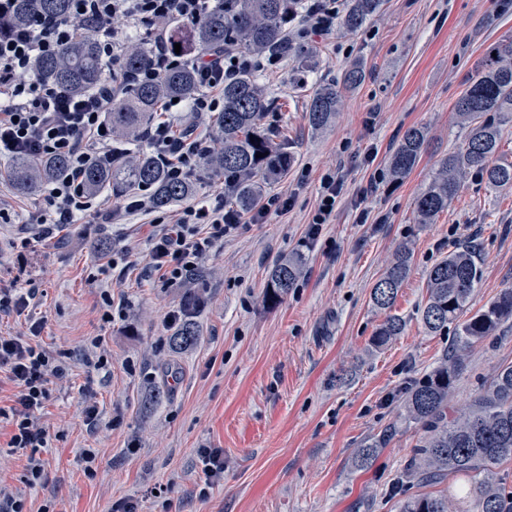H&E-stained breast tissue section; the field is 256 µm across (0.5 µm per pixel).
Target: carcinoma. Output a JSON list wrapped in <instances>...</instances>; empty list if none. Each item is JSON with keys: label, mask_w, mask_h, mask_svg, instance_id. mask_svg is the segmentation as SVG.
Segmentation results:
<instances>
[{"label": "carcinoma", "mask_w": 512, "mask_h": 512, "mask_svg": "<svg viewBox=\"0 0 512 512\" xmlns=\"http://www.w3.org/2000/svg\"><path fill=\"white\" fill-rule=\"evenodd\" d=\"M71 0H12L8 14L0 16V34L28 24L37 16L61 17ZM338 14L341 26L350 32L361 29L378 16L385 0H345ZM304 0H222L204 20L196 24L168 27L169 49L181 44L180 54L193 56L221 46L247 59L270 55L293 56L297 80L315 62L301 46L289 42V21L305 13ZM152 62V53L142 39L131 45L123 58V69L133 74ZM45 82L74 95L86 94L104 81V65L96 37L86 32L61 46L34 66ZM366 79L359 62L344 68L340 83L326 84L310 97L307 115L310 127L322 131L336 118L341 103L340 89L351 90ZM199 89L198 77L188 67L165 69L151 84H139L112 105L107 118L112 125L119 152L112 163L90 162L84 171L87 190L94 194L112 187L116 195L141 188L151 191L152 203L164 208L190 198L195 183L171 179L164 162L156 154L128 145L139 142L153 124L158 104L164 99H189ZM274 107L259 72L243 69L224 80V109L213 120L219 149L203 159L214 176L224 177V193L244 212L262 207L266 185L288 169L292 154L283 142L262 127L264 116ZM460 126L466 131L461 149L441 157L415 205V222L432 224L458 194L471 172L481 175L496 189H512V162L492 163L499 153L502 126L512 120V39L490 48L485 60L469 79L468 86L454 105ZM429 141L424 128H407L390 155L388 170L392 179L407 177ZM67 171L61 158L21 155L14 158L10 177L15 189L31 194ZM411 250L399 246L371 291L372 306L391 309L408 276ZM303 273L299 256L277 261L268 280L265 297L276 305ZM480 259L472 242L458 245L430 270L427 299L420 317L430 336L456 325V337L437 365L405 391L404 419L417 424L424 435L415 446L402 482L420 491L398 499V512H512V476L506 464L512 460V365L499 367L489 388L474 401L469 411L460 413L451 406L456 376L463 370L470 349L496 335L501 325L512 320V287L504 288L488 305L467 314L481 278ZM201 299L192 293L184 299V319L169 337L170 347L179 353L194 347L199 338L194 320ZM404 329L402 319L388 315L376 328L371 344L382 348ZM386 437L372 439L356 449L355 466L368 469ZM448 484V491L433 488Z\"/></svg>", "instance_id": "1"}]
</instances>
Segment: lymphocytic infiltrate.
I'll list each match as a JSON object with an SVG mask.
<instances>
[{"instance_id":"1","label":"lymphocytic infiltrate","mask_w":512,"mask_h":512,"mask_svg":"<svg viewBox=\"0 0 512 512\" xmlns=\"http://www.w3.org/2000/svg\"><path fill=\"white\" fill-rule=\"evenodd\" d=\"M217 0H71L69 12L50 21L34 18L30 24L0 37V158L19 155L59 156L68 161L65 176L48 186L39 206L37 223L45 234L65 224L95 216L104 223L121 220L124 212L149 211L151 196L141 191L125 207L112 206L108 199L85 191L83 173L93 160L111 162L114 152L112 127L107 113L136 84L157 80L161 70L191 65L199 80L198 93L188 101H164L161 111L203 115L224 107V80L237 72L231 52L197 54L190 57L169 51L161 27L172 20L201 21ZM142 23L155 32L153 62L129 75L122 70L124 41L115 26ZM85 30L95 31L100 56L109 68L104 89L84 95L60 91L33 74L38 57L54 54L61 45ZM153 153L165 161L176 177L191 174L211 146L191 132H175L172 120L153 124L146 136ZM344 180L338 172L321 176L317 207L308 225V237H317L329 223ZM240 224V218L224 208L223 202L185 206L175 223L163 218L152 221L149 263L164 274L165 286L183 282L225 234ZM40 322H33L25 336L0 335V373L16 393L9 408H0V419L11 424L10 448L25 455L24 481L34 487L46 479L40 456L47 447L48 430L38 414L48 400L52 384L69 376L68 352L53 353L33 344Z\"/></svg>"}]
</instances>
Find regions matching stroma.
I'll return each instance as SVG.
<instances>
[{"mask_svg": "<svg viewBox=\"0 0 512 512\" xmlns=\"http://www.w3.org/2000/svg\"><path fill=\"white\" fill-rule=\"evenodd\" d=\"M512 37V0H386L383 13L358 32L334 27L304 40L318 64L295 88L296 62L283 58L264 72L276 101L265 123L293 161L267 194L292 195L291 207L262 223L243 215L199 265L186 287L166 288L149 265L150 218L121 223L86 219L48 238L35 235L40 195L18 194L0 174V282L35 286L39 294L0 331L26 332L42 321L38 341L72 354L69 382L54 387L41 420L47 480L28 488L23 457L0 454V488L26 499L28 512H109L128 501L136 512H395L390 495L423 432L403 419L408 383L435 366L453 330L427 335L420 324L431 267L459 244L476 241L482 279L470 303L478 310L512 287V190L470 174L434 223L414 220L416 198L437 160L464 140L453 106L489 47ZM362 62L364 84L344 97L332 125L312 132L310 95ZM426 128L430 145L402 182H390L388 159L404 130ZM340 170L345 190L318 238L306 235L320 175ZM364 201H357L360 189ZM28 246H21L22 238ZM107 248H98V241ZM411 244L410 272L392 308L401 336L372 350L383 318L370 293L386 263ZM301 255L303 276L277 305L265 303L277 258ZM126 317L103 319L102 289ZM202 298L199 339L172 352L170 312L185 291ZM109 354L106 372L90 371L89 338ZM512 364V322L475 345L454 383L452 403L467 408L495 370ZM92 385L103 422L87 429L82 390ZM160 402L145 405L148 388ZM390 436L371 469L353 454L382 431ZM97 452L85 476L83 449ZM200 448L224 453V476L205 486ZM207 497H200L201 488Z\"/></svg>", "mask_w": 512, "mask_h": 512, "instance_id": "1", "label": "stroma"}]
</instances>
